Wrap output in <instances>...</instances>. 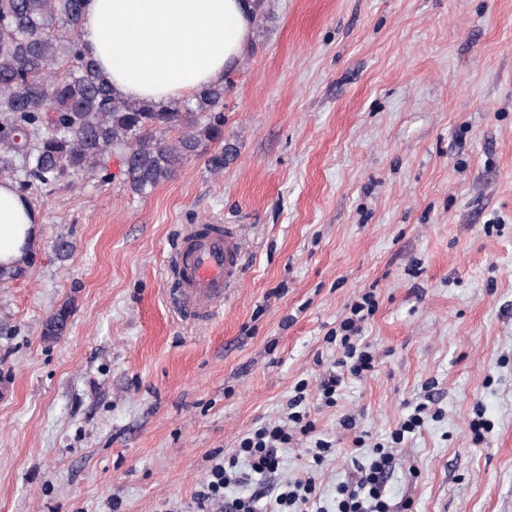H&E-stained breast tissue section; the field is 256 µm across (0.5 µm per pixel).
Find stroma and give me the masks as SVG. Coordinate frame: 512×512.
<instances>
[{
  "label": "stroma",
  "mask_w": 512,
  "mask_h": 512,
  "mask_svg": "<svg viewBox=\"0 0 512 512\" xmlns=\"http://www.w3.org/2000/svg\"><path fill=\"white\" fill-rule=\"evenodd\" d=\"M224 142L223 173L194 159L144 198L116 160L38 195L40 248L0 282V512H222L256 483L198 508L212 465L299 392L312 430L257 512L308 480L336 512L379 446L393 512H512V0H269ZM205 223L240 238L242 273L195 312L172 256ZM367 292L373 368L326 403ZM70 316L71 312L67 306H61L47 315L42 324L41 336L43 339L53 340L63 336L67 330Z\"/></svg>",
  "instance_id": "obj_1"
}]
</instances>
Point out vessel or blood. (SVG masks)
Here are the masks:
<instances>
[{"label":"vessel or blood","instance_id":"b4317fda","mask_svg":"<svg viewBox=\"0 0 512 512\" xmlns=\"http://www.w3.org/2000/svg\"><path fill=\"white\" fill-rule=\"evenodd\" d=\"M240 245L232 234L187 235L176 254L184 302L208 307L239 272Z\"/></svg>","mask_w":512,"mask_h":512}]
</instances>
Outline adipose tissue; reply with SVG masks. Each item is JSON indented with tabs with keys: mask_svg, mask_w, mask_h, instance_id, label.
Masks as SVG:
<instances>
[{
	"mask_svg": "<svg viewBox=\"0 0 512 512\" xmlns=\"http://www.w3.org/2000/svg\"><path fill=\"white\" fill-rule=\"evenodd\" d=\"M252 26L247 0H88L80 34L117 93L160 102L221 81ZM38 222L15 184L0 182V264L23 255Z\"/></svg>",
	"mask_w": 512,
	"mask_h": 512,
	"instance_id": "ef3b65f1",
	"label": "adipose tissue"
}]
</instances>
